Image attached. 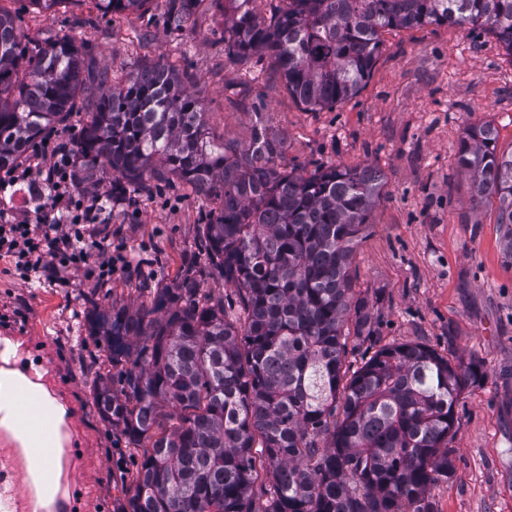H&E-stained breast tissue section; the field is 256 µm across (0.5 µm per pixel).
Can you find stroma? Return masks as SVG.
<instances>
[{"label":"stroma","instance_id":"35a3bbf8","mask_svg":"<svg viewBox=\"0 0 512 512\" xmlns=\"http://www.w3.org/2000/svg\"><path fill=\"white\" fill-rule=\"evenodd\" d=\"M4 5L31 40L73 38L109 76L164 59L196 83L215 137L246 141L262 117L284 142L281 168L381 171V194L353 255L355 296L373 305L382 343L427 345L451 362H478L483 372L460 394L454 472L431 500L436 512H512V265L500 249L496 202L472 207L457 166L473 123L491 125L499 148H512V56L495 36L445 25L385 31L362 90L312 112L289 96L269 57L225 58L223 5L197 12L180 33L167 31L159 7L140 18L102 16L91 0H66L50 16L27 0ZM137 201L135 217L126 202L112 204V245L129 266L108 284L83 272L68 273L64 287L28 284L0 259V335L43 344L78 413L83 457L72 477L83 512H116L142 454L94 407L91 387L107 350L90 334V311L150 305L152 289L171 284L196 251L198 226L213 209L179 181Z\"/></svg>","mask_w":512,"mask_h":512}]
</instances>
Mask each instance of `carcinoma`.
Here are the masks:
<instances>
[{"mask_svg": "<svg viewBox=\"0 0 512 512\" xmlns=\"http://www.w3.org/2000/svg\"><path fill=\"white\" fill-rule=\"evenodd\" d=\"M91 2L104 16L143 15L153 0ZM163 2L181 32L206 0ZM426 24L481 28L512 56V0H224V55L268 54L288 94L317 110L360 92L381 30ZM75 112L74 152L112 170V196L176 178L219 201L198 238L210 271L239 295L232 323L191 255L151 306L92 305L110 366L92 385L95 408L143 449L121 512H435L430 491L454 469L455 405L478 371L421 344H379L368 302L351 296L383 174L282 170L283 141L259 120L249 140L217 144L200 98L163 60L112 80L72 39L34 44L0 8V169ZM457 164L472 207L498 199L512 264V149H497L490 125H471ZM351 314L357 367L343 334Z\"/></svg>", "mask_w": 512, "mask_h": 512, "instance_id": "1", "label": "carcinoma"}]
</instances>
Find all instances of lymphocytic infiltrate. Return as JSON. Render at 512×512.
<instances>
[{
  "label": "lymphocytic infiltrate",
  "mask_w": 512,
  "mask_h": 512,
  "mask_svg": "<svg viewBox=\"0 0 512 512\" xmlns=\"http://www.w3.org/2000/svg\"><path fill=\"white\" fill-rule=\"evenodd\" d=\"M76 158L65 143L47 138L25 164L0 173V196L30 191L41 202L35 216L15 220L0 209V258L20 280L65 283L83 270L101 283L112 279L114 258L103 225L109 196L77 190Z\"/></svg>",
  "instance_id": "obj_1"
}]
</instances>
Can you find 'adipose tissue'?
Masks as SVG:
<instances>
[{
    "label": "adipose tissue",
    "instance_id": "obj_1",
    "mask_svg": "<svg viewBox=\"0 0 512 512\" xmlns=\"http://www.w3.org/2000/svg\"><path fill=\"white\" fill-rule=\"evenodd\" d=\"M76 417L42 357L0 336V512H79L66 478L82 456Z\"/></svg>",
    "mask_w": 512,
    "mask_h": 512
}]
</instances>
